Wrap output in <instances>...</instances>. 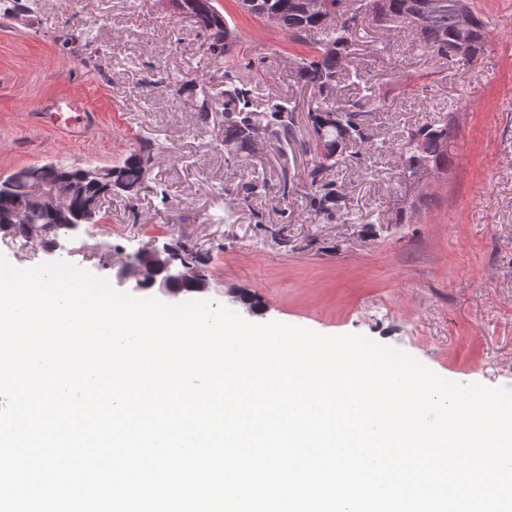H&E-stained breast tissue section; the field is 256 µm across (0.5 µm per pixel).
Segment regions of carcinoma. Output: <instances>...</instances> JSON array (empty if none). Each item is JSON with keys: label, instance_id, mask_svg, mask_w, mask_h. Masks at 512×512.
Here are the masks:
<instances>
[{"label": "carcinoma", "instance_id": "carcinoma-1", "mask_svg": "<svg viewBox=\"0 0 512 512\" xmlns=\"http://www.w3.org/2000/svg\"><path fill=\"white\" fill-rule=\"evenodd\" d=\"M8 3L0 13L5 18L28 17L35 12L38 0H4ZM214 0H203L204 14L198 27L207 35L206 53L215 60H222L227 67L237 68L236 47L239 35L213 5ZM240 7L248 13L265 18L281 31L298 41H307L319 30L334 26L324 41L311 43L312 51L295 61V77L308 91L306 104L272 96L266 111L251 109L250 93L243 84L228 83L221 92L224 112V144L234 148L235 157L249 153L260 136L274 139L281 148L283 157L288 150L299 146L304 150L313 149L320 155L318 164L308 172V179L314 188L313 204L319 208L336 200V190L325 182V171L336 164L343 153L350 149H361L370 141L364 116L369 98L351 100L344 104L333 102L336 85L343 72L348 71L359 79L361 74L353 61V36L364 16L373 14L388 20L415 24L418 38L427 53L453 60L456 56H475L481 52L487 41V24L481 16L470 13L471 25L466 28L460 20V9L468 7L467 0H441L440 6L422 15H413L411 0H322V8L307 12L302 0H257L256 5L240 0ZM153 90H174L181 96L201 97L196 112L201 123H207L212 106L217 104L206 87L195 79L172 82L165 77L150 80ZM306 112L311 129L310 140L297 136L295 113ZM448 141V123L437 121L407 131L400 147L403 177L439 170L447 164L445 146ZM150 153L132 152L118 164L112 166L116 172L112 193L122 196L129 206H134L142 188V164L149 161ZM86 167H71L47 163L22 167L10 175V188H0V217L8 219L18 216V222L6 227L24 243L26 223L44 224L48 216L40 209L38 201L28 194L27 187L32 181L54 183L65 180L73 186L69 207L81 209L84 201L105 192L106 186L87 179Z\"/></svg>", "mask_w": 512, "mask_h": 512}]
</instances>
